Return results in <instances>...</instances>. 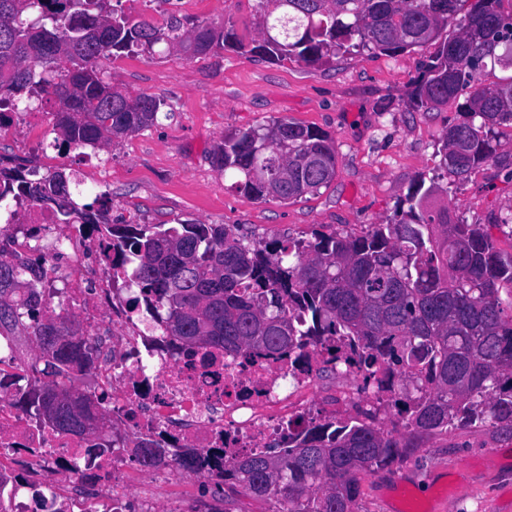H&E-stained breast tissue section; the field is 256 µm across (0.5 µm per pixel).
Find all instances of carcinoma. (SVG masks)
I'll return each mask as SVG.
<instances>
[{
    "instance_id": "cac0c4a2",
    "label": "carcinoma",
    "mask_w": 512,
    "mask_h": 512,
    "mask_svg": "<svg viewBox=\"0 0 512 512\" xmlns=\"http://www.w3.org/2000/svg\"><path fill=\"white\" fill-rule=\"evenodd\" d=\"M108 0H0V101L19 107L41 95L58 102L52 146H95L154 126L163 103L131 96L100 77L112 52L146 51L161 41L194 56L214 47L246 48L235 25L203 23L190 34L177 25L134 20ZM259 0L249 52L312 67L342 54L394 53L438 43L410 94L431 110L468 89L462 119L448 126L439 166L464 179L495 154L496 128L512 125V11L503 0ZM454 24L457 31L447 33ZM106 28L107 38L98 35ZM67 58L72 67L54 64ZM507 73L486 86L487 69ZM220 171L235 173L239 192L256 200H292L326 188L336 177L333 139L286 119L224 136L212 153ZM444 189L421 177L400 218L366 235H314L269 247L224 224H114L121 279L134 299L165 311L168 335L189 348L219 346L274 356L304 355L320 344L330 370L352 365L364 385L395 376L404 389L397 424L376 422L378 409L310 420L277 454H245L224 463L214 483L224 512L239 496L272 503L269 512H358L361 475L400 460L405 435H428L490 423L512 430V253L496 246L484 224L453 222L437 204ZM28 196L54 202L67 217L106 207L73 198L63 171L30 179L0 172V203ZM0 247V329L33 328L38 382L18 406L60 434L81 435L99 418L66 385L70 371L91 362L87 340L43 317L41 294L17 302L24 271Z\"/></svg>"
}]
</instances>
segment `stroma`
Here are the masks:
<instances>
[{"mask_svg": "<svg viewBox=\"0 0 512 512\" xmlns=\"http://www.w3.org/2000/svg\"><path fill=\"white\" fill-rule=\"evenodd\" d=\"M122 8L184 32L228 19L248 39L258 0H122ZM436 49L365 51L316 68L246 51L188 59L163 42L151 57L117 53L101 61L103 79L164 100L168 116L110 145L64 153L34 154L0 135V156L65 170L85 201L107 192L113 224H224L264 244L316 233L366 235L394 217L422 176L444 187L440 200L452 219L493 225L498 247L510 253L512 233L499 223L512 216V126L497 128L493 159L459 180L439 168L437 151L448 125L460 120L466 94L428 112L408 105ZM281 118L329 133L338 171L317 194L261 202L237 192L211 153L225 134ZM358 502L361 512H512V431L486 424L426 437L397 463L364 474Z\"/></svg>", "mask_w": 512, "mask_h": 512, "instance_id": "obj_1", "label": "stroma"}]
</instances>
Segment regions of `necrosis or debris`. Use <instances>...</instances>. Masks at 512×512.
I'll use <instances>...</instances> for the list:
<instances>
[{"instance_id": "4bbe7bcc", "label": "necrosis or debris", "mask_w": 512, "mask_h": 512, "mask_svg": "<svg viewBox=\"0 0 512 512\" xmlns=\"http://www.w3.org/2000/svg\"><path fill=\"white\" fill-rule=\"evenodd\" d=\"M0 132L41 148L51 115L0 110ZM0 236L10 258L35 260L42 274L46 317L78 323L93 361L70 376L103 415L105 424L83 436H63L33 423L15 407L38 375L24 337L0 334V512H128V494L141 496L140 512L155 503L177 475V461L201 456L204 475L222 478L225 461L244 453L288 446V425L335 415L362 401L392 408L397 378L364 386L357 368L352 385L316 395L325 367L322 347L306 358L222 348L183 346L163 335L145 305L132 304L112 277V240L96 216L61 223L53 204L27 199L0 207ZM122 445L109 455L89 454L108 437ZM163 453L148 478L132 470L146 443Z\"/></svg>"}]
</instances>
